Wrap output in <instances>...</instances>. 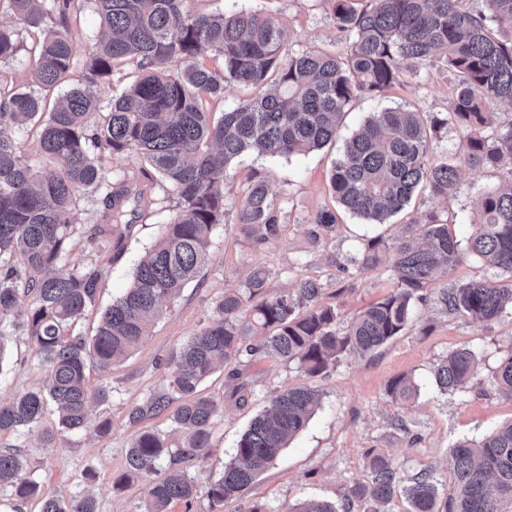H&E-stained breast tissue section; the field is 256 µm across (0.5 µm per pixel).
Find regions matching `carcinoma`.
Here are the masks:
<instances>
[{
	"label": "carcinoma",
	"instance_id": "carcinoma-1",
	"mask_svg": "<svg viewBox=\"0 0 512 512\" xmlns=\"http://www.w3.org/2000/svg\"><path fill=\"white\" fill-rule=\"evenodd\" d=\"M85 0H0L35 35L30 48L34 90L0 83V325L29 336L49 376L41 389L0 400V434L38 430L44 444L81 433L92 403L109 392L89 386L87 369H109L133 353L163 314L162 303L179 295L208 262L213 231L226 224L224 183L230 162L245 152L290 156L321 149L336 138L350 102L372 97L418 75L423 64L437 66L453 80L448 111L437 114L394 107L373 113L345 144L334 163L330 185L336 202L352 215L385 223L403 211L413 195L427 190L452 197L461 188L460 170H497L512 164V122L487 136L496 123L493 101L512 106V0H328L336 28L347 40L342 55L294 52L278 23L257 10L226 14L194 10L187 0H90L105 28L83 63L81 80L71 81L74 60L71 20ZM21 50L17 34L0 28V64ZM211 50L222 66L208 68L198 57ZM135 60L140 77L106 104L98 88L110 84L116 66ZM228 84L259 94L240 100L218 120L207 109L224 97ZM38 125L39 155L58 169L44 174L28 156L15 131ZM449 124L469 130L458 150L430 155L431 141ZM136 155L170 185L178 202L161 235L136 267L133 282L101 317L88 339L74 324L95 305L105 274L101 260L77 265L66 275L59 265L76 232L74 212L84 192L103 195V237L121 245L133 221L129 205H147L145 190L126 177H105L102 157ZM282 207L257 173L248 186L235 224L238 235L259 250L283 231ZM478 219L466 245L448 223L424 213L405 226L392 244L369 241L362 270L374 267L382 249H392L394 289L357 315L342 333L338 313L322 305V284L303 279L296 287L268 293L273 272L258 266L243 287L224 294L220 319L190 337L171 357L170 389L132 408L128 420L170 411L177 439L158 430L136 433L126 470L116 481L149 478L142 512H170L178 502L200 495L211 509L237 499L279 456L321 406V393L299 385L275 395L238 441L216 479L187 470L210 453L219 408L199 385L218 366L240 367L262 360L294 362L309 378L323 377L344 353L373 352L407 328L423 290L474 256L512 276V180L487 188L477 200ZM336 224L320 211L311 220L313 242ZM29 298L18 318L20 297ZM438 302L450 314L479 322L497 319L512 305V280L468 281L439 289ZM478 371L473 351L460 348L435 370L440 391L455 390ZM498 392L512 399V352L496 369ZM406 376L389 381L387 392L400 403L417 394ZM57 425H42L48 405ZM448 489L424 472L408 485L388 455L367 451L368 477L354 482L346 500L361 512H386L402 495L408 512H512V423L482 440H462L452 449ZM19 499L41 498L40 512H97L88 495L67 500L44 492L28 475L17 452H0V489ZM286 512H339L321 500H304Z\"/></svg>",
	"mask_w": 512,
	"mask_h": 512
}]
</instances>
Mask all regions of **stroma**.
Returning <instances> with one entry per match:
<instances>
[{
  "instance_id": "stroma-1",
  "label": "stroma",
  "mask_w": 512,
  "mask_h": 512,
  "mask_svg": "<svg viewBox=\"0 0 512 512\" xmlns=\"http://www.w3.org/2000/svg\"><path fill=\"white\" fill-rule=\"evenodd\" d=\"M202 7L264 11L280 21L286 43L296 51L341 54L347 49L325 0H203ZM0 26L15 31L22 45L14 61L0 65V80L32 89L31 32L6 11L0 12ZM72 30L74 66L79 69L103 32L92 4H84L72 21ZM452 93L448 78L438 68L425 65L408 83L374 98L353 100L339 138L322 149L290 157L248 152L235 158L224 186L227 216H235L252 174L261 173L271 193L287 200L280 238L256 251L235 235L232 226L218 227L211 238L207 267L179 296L164 302L163 314L145 342L110 370L89 369L91 386L109 392L107 403L93 407L94 415L110 416L109 435L100 438L87 431L50 448L37 433H5L0 435V452H19L45 491L65 499L89 491L96 498L97 512H140L148 498V480L134 479L119 488L114 481L125 469L131 437L140 430H168L171 422L162 414L134 426L127 413L150 395L168 391L172 355L204 324L216 319L217 303L225 293L242 288L252 268L263 265L276 270L270 285L274 292L302 279L319 280L324 285L322 301L336 307L337 326L343 329L393 284L390 251H381L375 268H360L371 238L393 242L411 218L432 212L448 221L457 240H467L476 199L486 187L511 178L512 169L462 168L461 190L456 196L443 199L420 192L404 213L383 224H370L339 210L329 184L345 137L371 113L397 106L444 112ZM102 166L106 176L124 175L138 182L156 203L143 208L120 250L108 245L94 248L83 236L74 239L61 271L99 257L107 260L96 305L76 326L86 336L94 335L102 311L130 287L136 265L160 236L176 204L172 192L154 171L145 170L139 157L107 156ZM325 209L335 211L336 229L323 244L316 245L309 238L310 221ZM436 292V287L427 289L426 301L417 304L402 336L374 352L348 355L326 376L311 380L322 393L320 409L240 499L225 504L223 512H248L256 504L266 512H285L289 504L302 499L343 504L348 487L368 476L364 453L370 448L388 452L403 480L429 472L446 485L452 477L451 452L458 440H479L512 422V400L493 387L501 359L512 352V313L476 323L465 314L442 311ZM460 348L475 352L478 373L463 388L441 392L433 378L434 369ZM8 354L7 362L0 366V398L43 386L47 371L37 361L27 336L12 335ZM228 373V368L217 369L202 385L203 394L221 408L213 425L210 455L190 467L191 473L202 477L219 474L241 434L274 393L309 381L296 363L264 361L247 369V401L241 405L232 395ZM401 375L410 377L419 388L418 396L405 406L394 403L386 392L388 382Z\"/></svg>"
}]
</instances>
